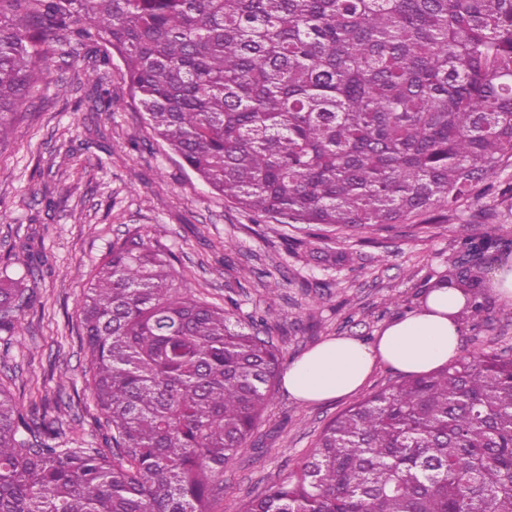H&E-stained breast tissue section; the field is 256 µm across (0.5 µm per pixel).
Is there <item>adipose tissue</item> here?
Segmentation results:
<instances>
[{
	"label": "adipose tissue",
	"mask_w": 512,
	"mask_h": 512,
	"mask_svg": "<svg viewBox=\"0 0 512 512\" xmlns=\"http://www.w3.org/2000/svg\"><path fill=\"white\" fill-rule=\"evenodd\" d=\"M462 294L453 288L430 290L421 306L389 322L373 342L330 337L290 360L282 381L296 401L317 404L357 392L376 365L419 374L461 355Z\"/></svg>",
	"instance_id": "obj_1"
}]
</instances>
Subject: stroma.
I'll use <instances>...</instances> for the list:
<instances>
[{
    "instance_id": "35a3bbf8",
    "label": "stroma",
    "mask_w": 512,
    "mask_h": 512,
    "mask_svg": "<svg viewBox=\"0 0 512 512\" xmlns=\"http://www.w3.org/2000/svg\"><path fill=\"white\" fill-rule=\"evenodd\" d=\"M89 64L83 54L68 69H51L19 113L14 137L0 144V260L25 242L42 260L28 279L34 305L21 335L0 343V381L24 409H53L62 442L110 449L84 393L78 308L90 274L127 233L171 250L200 296L217 304L234 299L242 319L265 316L266 334L286 360L331 336L372 341L393 318L415 310L428 282L457 260L460 225L476 236L512 238V197L503 192L512 184L511 164L500 167L494 192H476L426 224L416 218L389 229L329 232L255 219L153 137L120 59L106 77L109 111L80 106L76 85ZM69 151L74 162L60 165ZM271 280L281 284L273 300ZM484 297L481 314L461 320L462 350L512 354V304L489 290ZM353 402L304 404L276 384L251 441L224 466L214 512H240L287 476L312 452L323 426Z\"/></svg>"
}]
</instances>
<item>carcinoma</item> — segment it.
<instances>
[{"label":"carcinoma","mask_w":512,"mask_h":512,"mask_svg":"<svg viewBox=\"0 0 512 512\" xmlns=\"http://www.w3.org/2000/svg\"><path fill=\"white\" fill-rule=\"evenodd\" d=\"M118 54L138 112L214 192L283 224L371 228L441 209L512 161V0H0V144L44 75ZM458 289L512 239L461 226ZM22 247L0 267V342L32 306ZM87 390L112 456L66 448L0 385V512H212L280 376L255 321L195 294L174 257L117 239L79 306ZM242 512H512V356L406 374L319 433Z\"/></svg>","instance_id":"carcinoma-1"}]
</instances>
